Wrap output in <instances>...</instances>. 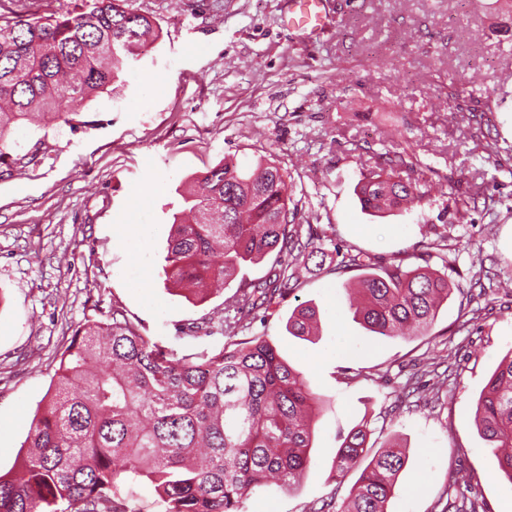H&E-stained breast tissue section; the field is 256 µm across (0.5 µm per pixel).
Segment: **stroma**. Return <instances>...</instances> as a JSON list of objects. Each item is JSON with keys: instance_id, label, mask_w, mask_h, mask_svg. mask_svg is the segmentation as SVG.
I'll list each match as a JSON object with an SVG mask.
<instances>
[{"instance_id": "stroma-1", "label": "stroma", "mask_w": 512, "mask_h": 512, "mask_svg": "<svg viewBox=\"0 0 512 512\" xmlns=\"http://www.w3.org/2000/svg\"><path fill=\"white\" fill-rule=\"evenodd\" d=\"M161 37L75 124L27 123L25 166L0 165V474H14L75 329L122 308L146 336L180 352L219 337L179 328L220 316L236 283L202 303L161 275L173 215L192 178L236 157H271L287 176L297 223L341 251L383 258L427 246L460 286L426 333L377 336L347 305L345 279L322 271L255 334L306 373L325 405L306 475L244 500L241 512H319L347 498L334 478L340 433L367 421L368 445L395 439L409 460L388 512H512V483L474 424L476 401L512 351V0H325L328 25L298 40L281 0H134ZM493 94L482 149L448 122V93ZM406 149L434 191L385 217L355 187L378 154ZM471 221L453 210L469 191ZM319 313L311 339L288 334L297 307ZM468 479L453 485L454 475Z\"/></svg>"}]
</instances>
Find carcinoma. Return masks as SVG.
I'll use <instances>...</instances> for the list:
<instances>
[{
    "label": "carcinoma",
    "instance_id": "cac0c4a2",
    "mask_svg": "<svg viewBox=\"0 0 512 512\" xmlns=\"http://www.w3.org/2000/svg\"><path fill=\"white\" fill-rule=\"evenodd\" d=\"M0 164L16 163L14 131L39 117L70 124L83 103L117 81L159 38L133 0H73L50 15L29 14L26 0H0ZM456 122L477 121L494 98L462 106L451 92ZM362 208L383 217L419 204L416 165L405 151L387 152L357 186ZM298 210L281 169L260 156L250 168L224 159L200 175L174 214L165 280L203 298L205 281L223 287L248 265L276 259L265 277L241 279L223 315L188 327L222 347L181 356L152 341L125 311L77 328L56 372L54 391L35 418L29 453L15 475H0V512H135L128 484L146 485L161 512H240L270 482L291 486L304 475L314 448L313 420L324 404L305 373L262 335H248L258 316L277 313L309 263L343 276L361 270L348 294L354 318L377 336L424 329L448 301V277L416 251L384 259L362 251L336 253L326 264V232L298 224ZM312 307L294 310L286 328L308 336ZM179 329V332L186 331ZM475 424L512 484V350L497 364L476 402ZM367 421L341 436L336 477L360 475L335 512H387L409 456L389 441L367 459Z\"/></svg>",
    "mask_w": 512,
    "mask_h": 512
}]
</instances>
